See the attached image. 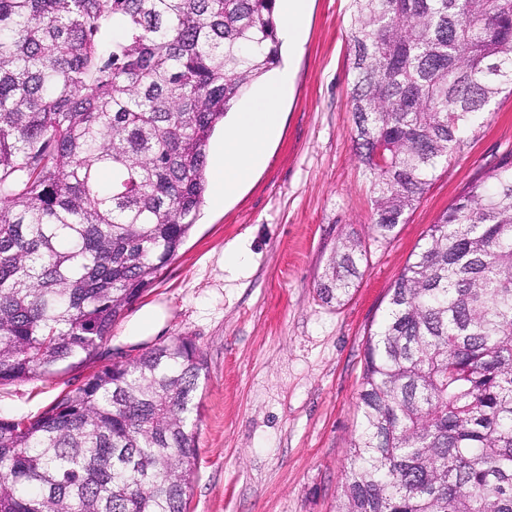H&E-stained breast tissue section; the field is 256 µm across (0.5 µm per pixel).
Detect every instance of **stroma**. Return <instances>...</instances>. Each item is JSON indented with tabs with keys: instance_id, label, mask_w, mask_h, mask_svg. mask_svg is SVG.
Here are the masks:
<instances>
[{
	"instance_id": "1",
	"label": "stroma",
	"mask_w": 512,
	"mask_h": 512,
	"mask_svg": "<svg viewBox=\"0 0 512 512\" xmlns=\"http://www.w3.org/2000/svg\"><path fill=\"white\" fill-rule=\"evenodd\" d=\"M350 0H308L302 40L281 52L293 74L264 162L223 207L203 203L177 257L131 303L99 356L65 373L0 384V417L36 415L115 358L183 338L203 354L194 398L198 460L188 512H336L360 421L366 340L388 291L440 213L481 171L512 152V94L435 171L387 237L370 229L371 184L353 142ZM360 239L361 278L343 305L316 286L346 237ZM247 240L248 271L220 259ZM161 331L126 336L141 309Z\"/></svg>"
}]
</instances>
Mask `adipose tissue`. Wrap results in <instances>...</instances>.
<instances>
[{
    "instance_id": "adipose-tissue-1",
    "label": "adipose tissue",
    "mask_w": 512,
    "mask_h": 512,
    "mask_svg": "<svg viewBox=\"0 0 512 512\" xmlns=\"http://www.w3.org/2000/svg\"><path fill=\"white\" fill-rule=\"evenodd\" d=\"M291 83V72H281L241 105L212 159L214 205L223 204L225 198L245 182L261 162L268 141L279 130L278 105Z\"/></svg>"
}]
</instances>
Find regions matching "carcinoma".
<instances>
[{
	"instance_id": "carcinoma-1",
	"label": "carcinoma",
	"mask_w": 512,
	"mask_h": 512,
	"mask_svg": "<svg viewBox=\"0 0 512 512\" xmlns=\"http://www.w3.org/2000/svg\"><path fill=\"white\" fill-rule=\"evenodd\" d=\"M275 8L0 0V381L94 359L178 254L216 127L280 62ZM349 40L385 237L512 86V0H351ZM362 256L341 241L322 302L341 304ZM203 370L178 338L0 418V512H185ZM357 407L337 512H512V154L399 274Z\"/></svg>"
}]
</instances>
